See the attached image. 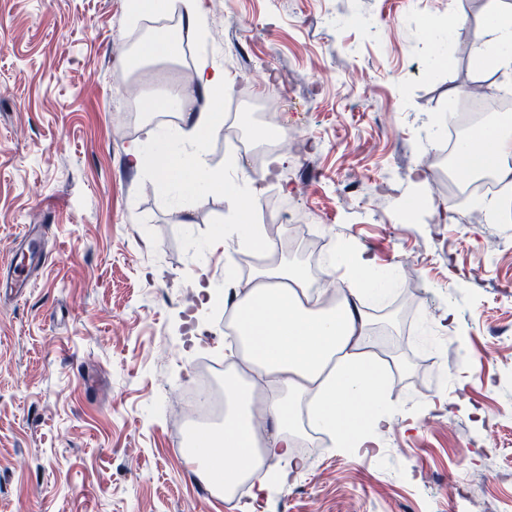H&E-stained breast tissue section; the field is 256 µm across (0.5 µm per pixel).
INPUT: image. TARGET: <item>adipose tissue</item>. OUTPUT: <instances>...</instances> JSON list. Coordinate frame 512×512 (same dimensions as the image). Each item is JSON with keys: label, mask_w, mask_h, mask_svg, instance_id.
Instances as JSON below:
<instances>
[{"label": "adipose tissue", "mask_w": 512, "mask_h": 512, "mask_svg": "<svg viewBox=\"0 0 512 512\" xmlns=\"http://www.w3.org/2000/svg\"><path fill=\"white\" fill-rule=\"evenodd\" d=\"M494 17L474 48L475 60L511 81L512 7L495 10ZM223 87V69L204 60L190 83L169 90L161 100L146 101V111L164 106L181 119L173 141L160 144L158 185L165 193H223L238 224L239 250H269L273 244L263 226L252 221L261 201L256 179L226 181L223 170L210 167L206 159L210 140L224 127V101L216 96ZM201 92L213 97L209 110L185 111L186 100ZM474 139L485 147L475 153L471 140L460 142L461 171L512 176V116L475 131ZM383 292L382 273L371 268L365 277L338 287L335 304L328 306L313 300L297 268L256 270L250 290L232 308L247 361L259 377L271 381L261 411L271 433L258 441L252 385L225 378L224 425L197 434L195 450L186 455L194 472L224 492L248 480L260 494L269 479L287 484L305 466L294 448L297 406L308 395L316 400V423L336 432L339 447H356L365 431L389 425L393 400L383 368L369 354L375 337L366 309L368 299ZM268 459L280 462L278 473L265 469Z\"/></svg>", "instance_id": "adipose-tissue-1"}]
</instances>
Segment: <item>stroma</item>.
Here are the masks:
<instances>
[{
	"mask_svg": "<svg viewBox=\"0 0 512 512\" xmlns=\"http://www.w3.org/2000/svg\"><path fill=\"white\" fill-rule=\"evenodd\" d=\"M214 2L206 33L180 28L177 64L130 71L113 44L137 48L165 15L144 27L128 0H0V273L28 225L46 250L23 298L0 293V512H467L472 498L512 512V223L443 215L449 189L436 185L450 99L472 81L492 97L503 87L472 54L494 0ZM204 57L226 81L209 164L257 126H299L280 163H261L262 202L395 277L368 306L375 351L396 363L393 426L358 451L327 434L313 450L299 411L306 467L259 500L200 480L183 448L192 423L171 413L199 360L234 358L224 306L184 300L194 273L243 292L255 267L223 194L160 191L154 134L178 115L129 124L118 111L127 84L191 82ZM263 97L303 110L272 120L247 105ZM490 236L498 253L483 249Z\"/></svg>",
	"mask_w": 512,
	"mask_h": 512,
	"instance_id": "1",
	"label": "stroma"
}]
</instances>
